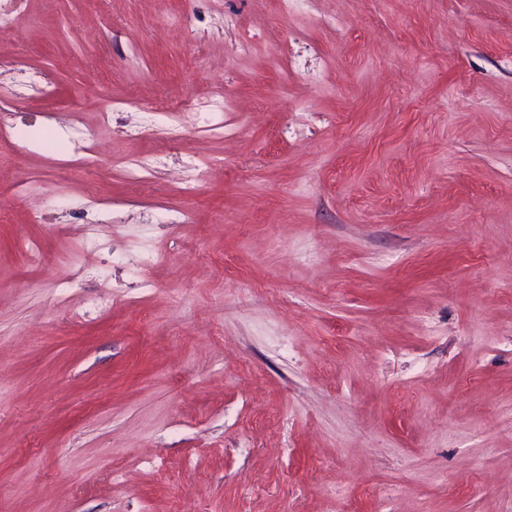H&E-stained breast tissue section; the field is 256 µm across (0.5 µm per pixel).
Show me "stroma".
Wrapping results in <instances>:
<instances>
[{"mask_svg": "<svg viewBox=\"0 0 512 512\" xmlns=\"http://www.w3.org/2000/svg\"><path fill=\"white\" fill-rule=\"evenodd\" d=\"M0 92V512H512V0H27Z\"/></svg>", "mask_w": 512, "mask_h": 512, "instance_id": "1", "label": "stroma"}]
</instances>
